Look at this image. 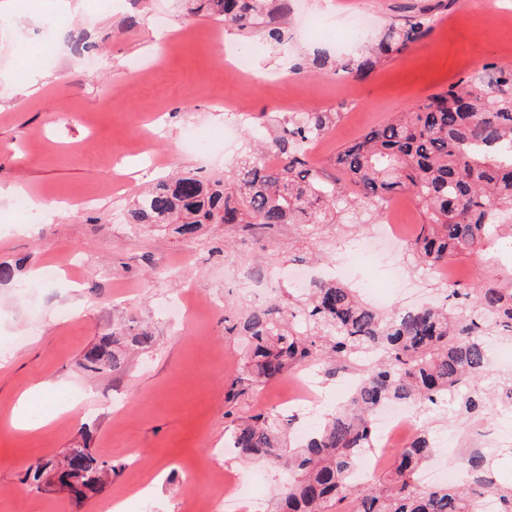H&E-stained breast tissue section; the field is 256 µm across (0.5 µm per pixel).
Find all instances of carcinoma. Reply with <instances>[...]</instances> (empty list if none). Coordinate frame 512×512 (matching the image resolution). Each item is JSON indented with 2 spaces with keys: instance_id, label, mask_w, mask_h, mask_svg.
I'll use <instances>...</instances> for the list:
<instances>
[{
  "instance_id": "1",
  "label": "carcinoma",
  "mask_w": 512,
  "mask_h": 512,
  "mask_svg": "<svg viewBox=\"0 0 512 512\" xmlns=\"http://www.w3.org/2000/svg\"><path fill=\"white\" fill-rule=\"evenodd\" d=\"M228 17L238 29L263 23L275 9L269 0H203L197 10ZM431 9L385 29L377 49L336 65L364 76L390 52L400 51L432 30ZM338 113L309 111L292 128L271 138L266 151L281 163L245 155L231 174L213 179L191 173L168 177L143 191L128 210L131 224H174L193 234L203 224H335L346 216V184L357 188L366 214H378L393 196L409 191L425 222L410 242L421 263L436 267L489 241H512V69L484 64L448 90L373 127L336 154L347 183L326 187L310 164L305 143L326 132ZM446 306L427 305L385 314L363 302L356 289L319 280L305 297L287 305L250 309L231 327L247 340L244 381L262 386L292 370L321 361L326 372L357 366L358 384L304 443L288 442V426L259 413L240 421L226 443L244 459L261 458L288 472L271 512H478L495 498L512 512V485L500 481L490 457L478 448L466 454L467 477L457 485L427 487L419 472L436 444L418 430L394 455L372 487L354 479L363 453L375 442L373 414L388 402L435 405L464 390L461 413L473 417L486 406L512 403V377L498 379L485 404L476 386L489 374L488 342L512 338V282L495 280L461 292ZM153 336L133 325L100 336L83 354L89 372L125 370L126 349L146 351ZM59 469L82 472L70 487L78 498L97 495L118 468L90 448H70Z\"/></svg>"
}]
</instances>
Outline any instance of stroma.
<instances>
[{
  "label": "stroma",
  "instance_id": "obj_1",
  "mask_svg": "<svg viewBox=\"0 0 512 512\" xmlns=\"http://www.w3.org/2000/svg\"><path fill=\"white\" fill-rule=\"evenodd\" d=\"M437 0H290L270 24L246 33L205 13L188 15L184 0H112L101 9L83 0L80 14H60L40 25H19L0 37V263H20L16 281L0 284V512H109L128 495L130 512H180L189 492L208 496L214 476L264 479L243 488L238 512H253L254 491L265 498L288 476L266 463L244 465L224 449L238 420L259 412L286 419L279 402L297 392L293 376L241 388L246 364L242 336L227 331L252 304L294 300L300 286L286 270L321 272L351 263L385 286L388 307L442 299L406 248L379 246L354 253L355 239L379 235L382 217L345 224H207L195 235L174 225L129 229L133 196L175 170L218 177L301 113H337L316 169L335 175L337 152L370 128L446 90L450 83L493 63L512 68V27L494 25L503 0H456L439 8L432 33L392 54L367 78L338 72L335 36L346 16L368 14L377 36L390 20L417 14ZM163 29H156V21ZM277 28L281 42L268 28ZM53 55L36 64L26 83L15 41ZM251 57L253 74L238 73L230 56ZM149 67L130 73V61ZM251 109L221 154L205 157L183 139L192 124H224V102ZM24 196L59 203L37 214L27 231L13 202ZM53 261L74 262L76 281L33 287L34 272ZM457 285L512 278V253L486 245L455 260ZM190 293L194 316L176 322L162 301ZM67 319H59V310ZM125 322L149 327L155 344L131 358L121 374H94L78 362L97 336ZM52 388L36 392L41 381ZM81 401L67 399L70 389ZM30 393L29 429H16L17 398ZM461 396L420 413L442 438L480 434L492 448L512 421L488 410L468 423L453 415ZM88 445L100 459L121 465L105 492L79 501L68 491H27V465Z\"/></svg>",
  "mask_w": 512,
  "mask_h": 512
}]
</instances>
